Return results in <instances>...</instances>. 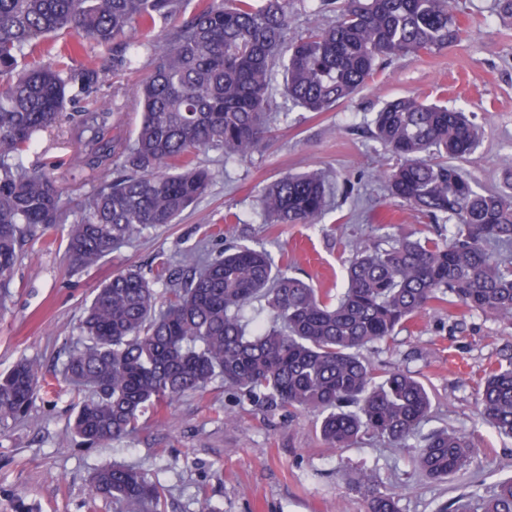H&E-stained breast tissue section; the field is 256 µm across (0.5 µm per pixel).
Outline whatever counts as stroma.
Instances as JSON below:
<instances>
[{"label":"stroma","mask_w":512,"mask_h":512,"mask_svg":"<svg viewBox=\"0 0 512 512\" xmlns=\"http://www.w3.org/2000/svg\"><path fill=\"white\" fill-rule=\"evenodd\" d=\"M464 35L436 55L385 60L363 90L330 112H306L277 99L270 141L242 162L203 152L212 182L177 223L146 231L112 251L98 266L71 268L64 235L51 246L28 240L0 311V373L22 359L42 366L45 388L17 418L0 419V512H115L110 499L89 497L93 471L107 465L141 469L164 488L162 512H367L361 472L401 490L400 512H436L465 493L489 497L512 475V438L483 424L478 383L489 365L512 357V326L480 313L467 317L429 312L399 330L368 357L387 369L420 377L433 394L429 428L451 427L471 436L475 456L445 481L423 478L407 448L362 436L352 447L328 449L308 414L270 413L238 399L223 381L202 393L147 410L137 433L107 445H83L66 430L82 401L62 375L81 337L93 291L129 266L155 278L159 255L174 256L207 240L212 253L232 245L269 251L290 273L334 294L344 286L350 252L359 237L381 242L392 225L419 227L421 219L394 201L378 181L395 157L373 135L386 102L415 95L472 113L480 146L461 161L484 188L501 186L512 166V21L496 0H458ZM319 171L334 197L320 224H265L257 215L263 189L286 173ZM237 213L239 223L224 221ZM234 411L227 422L225 411Z\"/></svg>","instance_id":"1"}]
</instances>
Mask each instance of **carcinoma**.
<instances>
[{
    "label": "carcinoma",
    "mask_w": 512,
    "mask_h": 512,
    "mask_svg": "<svg viewBox=\"0 0 512 512\" xmlns=\"http://www.w3.org/2000/svg\"><path fill=\"white\" fill-rule=\"evenodd\" d=\"M327 12L334 17L290 41V0H0V307L22 245L38 230L66 225L72 267L84 271L118 244L175 223L208 190L199 153L243 161L270 140L273 85L306 112H328L373 79L380 61L441 53L462 33L452 0H320L318 13ZM58 36L70 38L58 59L33 62L37 45ZM85 38L112 47L114 75L143 54L152 69L133 96L115 86L108 104L77 113L71 164L94 186L70 221L54 171L28 167L24 156L61 125L67 105L98 97L105 71L74 63ZM130 106L142 119L124 139L118 115ZM374 136L399 159L382 175L389 195L448 221V237L411 230L373 246L352 241L337 297L247 245L210 258L183 251L188 275L167 280L162 293L138 268L113 274L95 290L65 365L71 385L92 390L71 437L126 440L146 409L219 378L268 411L313 414L330 449L371 434L417 449L415 464L429 479L469 466L467 435L422 432L432 414L424 383L377 368L364 351L445 306L512 326V167L507 189L476 185L454 161L475 151L478 127L459 109L411 96L377 112ZM257 207L270 224L313 226L328 207L325 180L287 173ZM255 301L269 319L250 331L243 311ZM41 382L35 360L0 374V418L24 414ZM479 408L512 438V361L486 370ZM360 483L370 489L368 512H399L397 490H380L368 472ZM90 491L128 512H160L163 497L157 482L127 466L96 469ZM437 512H512V476L488 498L462 496Z\"/></svg>",
    "instance_id": "cac0c4a2"
}]
</instances>
